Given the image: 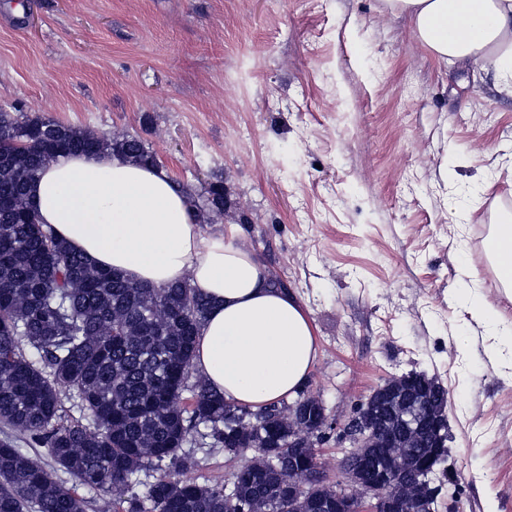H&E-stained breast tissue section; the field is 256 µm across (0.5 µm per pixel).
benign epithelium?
Instances as JSON below:
<instances>
[{"label":"benign epithelium","mask_w":512,"mask_h":512,"mask_svg":"<svg viewBox=\"0 0 512 512\" xmlns=\"http://www.w3.org/2000/svg\"><path fill=\"white\" fill-rule=\"evenodd\" d=\"M447 394L434 392L423 373L410 372L376 385L347 420L332 417L317 397L282 407L288 438V501L303 497L309 512H434L440 488L433 466L448 456ZM348 445L336 482L310 465L331 437ZM433 448L417 460L412 448Z\"/></svg>","instance_id":"obj_1"}]
</instances>
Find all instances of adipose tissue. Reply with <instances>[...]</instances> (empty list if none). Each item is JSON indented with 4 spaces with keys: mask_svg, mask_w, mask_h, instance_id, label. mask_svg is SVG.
Masks as SVG:
<instances>
[{
    "mask_svg": "<svg viewBox=\"0 0 512 512\" xmlns=\"http://www.w3.org/2000/svg\"><path fill=\"white\" fill-rule=\"evenodd\" d=\"M407 18L437 60L512 81V0H383ZM41 223L91 264L157 287L189 282L211 309L194 364L227 401L251 409L292 396L318 349L300 302L273 287L261 262L223 235H207L184 189L163 167L120 154L67 155L28 186ZM498 280L512 287V227L485 241Z\"/></svg>",
    "mask_w": 512,
    "mask_h": 512,
    "instance_id": "adipose-tissue-1",
    "label": "adipose tissue"
}]
</instances>
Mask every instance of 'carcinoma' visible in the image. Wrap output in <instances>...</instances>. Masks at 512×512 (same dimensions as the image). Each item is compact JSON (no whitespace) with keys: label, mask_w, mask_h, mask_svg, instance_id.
<instances>
[{"label":"carcinoma","mask_w":512,"mask_h":512,"mask_svg":"<svg viewBox=\"0 0 512 512\" xmlns=\"http://www.w3.org/2000/svg\"><path fill=\"white\" fill-rule=\"evenodd\" d=\"M109 150L155 163L136 136L0 108V423L14 431L0 441V512H86L79 487L98 495L97 512H228L224 488L187 477L196 460L185 445L199 426L229 460L248 449L267 456L236 475L243 509L288 512V449L271 441L288 436L280 409L254 422L203 378L187 385L210 302L187 282L155 288L90 264L26 201L49 161ZM204 196L206 208L224 209L222 181ZM66 400L88 424L62 423ZM162 466L143 496L125 495L133 477Z\"/></svg>","instance_id":"obj_1"}]
</instances>
